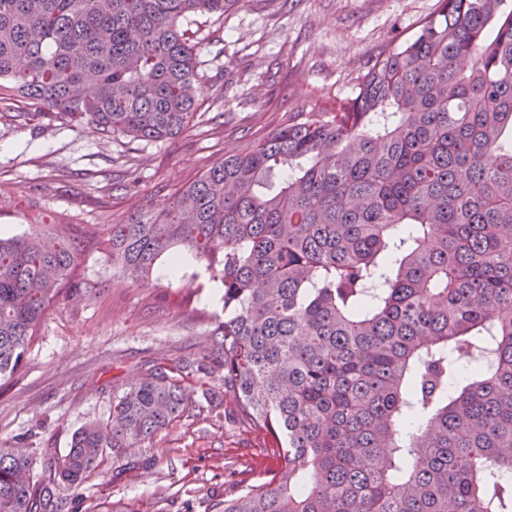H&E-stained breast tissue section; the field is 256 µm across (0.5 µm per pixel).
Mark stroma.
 Returning a JSON list of instances; mask_svg holds the SVG:
<instances>
[{
	"instance_id": "stroma-1",
	"label": "stroma",
	"mask_w": 512,
	"mask_h": 512,
	"mask_svg": "<svg viewBox=\"0 0 512 512\" xmlns=\"http://www.w3.org/2000/svg\"><path fill=\"white\" fill-rule=\"evenodd\" d=\"M437 8L438 0H247L220 17L189 16L183 25L201 43L206 118L162 142L102 138L49 118L26 123L0 109V234L30 232L34 213L115 224L140 203L167 208L224 154L290 118L334 111L358 75ZM79 272L105 293L63 299L48 312L20 372L0 382V443L38 462L48 448L64 455L75 431L105 419L113 395L157 365L182 367L191 404L142 447L153 468L120 470L104 458L79 489L53 487L51 504L61 512H110L116 503L131 512H209L225 489L278 469L265 435L224 393V369L210 354L224 304L202 264L189 260L178 275L163 268L134 282L93 251Z\"/></svg>"
}]
</instances>
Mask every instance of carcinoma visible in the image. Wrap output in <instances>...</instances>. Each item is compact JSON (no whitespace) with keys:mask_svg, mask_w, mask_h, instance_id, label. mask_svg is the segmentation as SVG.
Listing matches in <instances>:
<instances>
[{"mask_svg":"<svg viewBox=\"0 0 512 512\" xmlns=\"http://www.w3.org/2000/svg\"><path fill=\"white\" fill-rule=\"evenodd\" d=\"M247 0H0V102L159 142L200 117L182 20ZM0 237V381L51 307L102 289L84 252L144 279L188 252L223 286L211 351L240 417L281 460L218 512H512V0H440L333 112L230 154L161 211L81 239ZM189 407L157 366L60 457L0 445V512H40Z\"/></svg>","mask_w":512,"mask_h":512,"instance_id":"carcinoma-1","label":"carcinoma"}]
</instances>
